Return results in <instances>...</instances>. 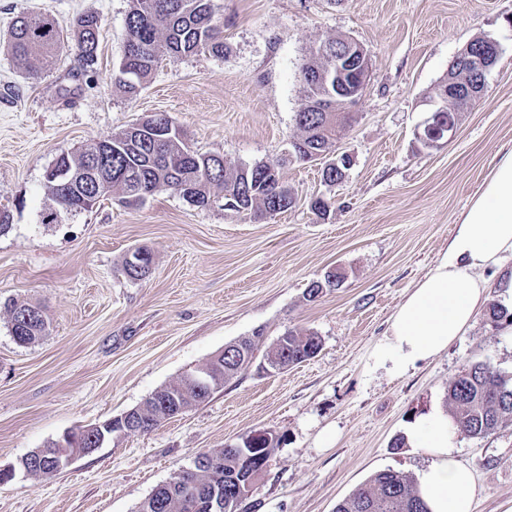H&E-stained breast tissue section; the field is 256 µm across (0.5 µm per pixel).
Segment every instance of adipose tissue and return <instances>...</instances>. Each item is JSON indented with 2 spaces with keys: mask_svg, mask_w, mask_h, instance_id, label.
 Returning a JSON list of instances; mask_svg holds the SVG:
<instances>
[{
  "mask_svg": "<svg viewBox=\"0 0 512 512\" xmlns=\"http://www.w3.org/2000/svg\"><path fill=\"white\" fill-rule=\"evenodd\" d=\"M495 269L505 301L512 302V147L500 151L483 187L462 212L447 250L411 288L372 352L374 368L401 376L444 352L472 325L489 299L480 273ZM457 428L436 414L415 424L413 439L439 451L419 479L430 512H472L473 472L450 452Z\"/></svg>",
  "mask_w": 512,
  "mask_h": 512,
  "instance_id": "adipose-tissue-1",
  "label": "adipose tissue"
}]
</instances>
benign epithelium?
Wrapping results in <instances>:
<instances>
[{
    "label": "benign epithelium",
    "mask_w": 512,
    "mask_h": 512,
    "mask_svg": "<svg viewBox=\"0 0 512 512\" xmlns=\"http://www.w3.org/2000/svg\"><path fill=\"white\" fill-rule=\"evenodd\" d=\"M483 42L489 48V52L479 59L478 74L480 78L476 80L473 88L469 89V96H476L485 93L488 87V78L496 65L500 55L499 44L489 38L483 39ZM318 55L325 60L330 61V65L325 69H316V81L324 84L326 87L336 85V96H327L320 102L313 105L316 112H328L330 117L336 119V126L343 125L345 114L356 105L361 96L367 81L370 78L369 58L357 42L344 38L336 40V43L324 41L320 44ZM460 81L455 76H448V81L443 83V88L438 96L431 100L428 112L430 115L421 123V129L417 132L418 139L427 148H435L443 142L451 139L456 133L457 123L447 124L444 122V115L449 111L452 103L459 101L457 89ZM332 157V161L327 164L330 169H335L341 173L351 167V157L347 153H341L335 149L332 143H327L319 149L311 150V159ZM279 351L276 357H264L262 361H256L255 350L252 349L244 340L240 339L217 352L210 359V362L216 367H224V379L234 376L239 369L247 368L253 364H258V370L265 374H273L284 371L288 368V344L284 338H279L271 351ZM142 428L138 408H132L119 416L108 420L105 424H94L89 427L93 431L91 439L104 441L106 434H111L117 438L136 433ZM80 431H69L63 434L56 441L60 451L46 455L41 449L34 451L32 460L22 464H11L6 467H0V483L12 480L16 473L24 472L26 474L34 468V464H39L43 468H51L55 472L63 471L71 466L75 459L94 452L92 448L77 447L76 440ZM187 491L199 499L202 506L208 512H224V496L217 488L201 491L195 485L186 486Z\"/></svg>",
    "instance_id": "7a95c632"
}]
</instances>
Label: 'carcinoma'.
<instances>
[{"label":"carcinoma","instance_id":"carcinoma-1","mask_svg":"<svg viewBox=\"0 0 512 512\" xmlns=\"http://www.w3.org/2000/svg\"><path fill=\"white\" fill-rule=\"evenodd\" d=\"M214 0H130L126 19L123 55L117 67L115 84L129 98L136 97L165 55H224V41L213 24ZM100 28L99 17L88 13L77 17L71 35H63L55 18L45 12L18 17L12 25L4 48L17 61H36L49 69L53 60L75 41L84 63H95ZM305 99L296 113L299 137L311 144L312 131L325 123L324 113L309 111L314 96L326 93L323 86L312 88L303 84ZM150 116L112 134L111 146L99 172L84 169L90 143L72 154L60 156L56 164L74 170L69 181L46 179L45 189L56 204L43 216L42 223L55 224L64 214L89 211L108 192H117L125 204L141 202L146 190L157 192L172 189L191 204L236 212L250 211L265 217L266 204L275 196V186L265 175V168L280 166L258 163L237 167L224 156L195 151L183 140L181 128L172 120L160 131ZM108 182V192L99 187ZM341 275L329 273L324 283L314 282L307 289L310 301L316 300L323 288H334ZM288 362L298 364L312 357L320 347L317 334L290 330ZM205 395L193 385L171 391L165 386L155 391L141 406L146 420L144 431L162 419L179 414V406L203 401ZM448 412L457 431L466 437L484 438L512 423V375H507L488 361H479L463 368L448 383ZM248 448H222L212 452L220 460L214 467L186 474L185 480L201 487L216 485L224 489V500L233 501L239 493L245 455ZM135 512H200L184 495L181 483L169 481L158 486L141 501ZM336 512H428L413 479L392 470L377 471L348 498L336 505Z\"/></svg>","mask_w":512,"mask_h":512}]
</instances>
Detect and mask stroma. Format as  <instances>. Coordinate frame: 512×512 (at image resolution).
Instances as JSON below:
<instances>
[{
	"instance_id": "stroma-1",
	"label": "stroma",
	"mask_w": 512,
	"mask_h": 512,
	"mask_svg": "<svg viewBox=\"0 0 512 512\" xmlns=\"http://www.w3.org/2000/svg\"><path fill=\"white\" fill-rule=\"evenodd\" d=\"M50 13L70 30L100 19L96 63L76 50L26 75L0 52V465L64 432L140 406L243 337L265 354L286 331L322 347L279 373L242 369L204 402L145 433L104 444L51 477L0 484V512H135L138 502L204 452L257 429L279 438L246 512H335L375 472L419 476L437 455L409 439L414 419L447 410L448 382L473 361L512 374V325L479 313L448 350L401 377L370 355L410 288L441 257L501 148L512 145V0H215L224 55L163 57L128 98L112 81L129 0H0V35L20 15ZM346 36L371 77L337 138L352 165L335 185L323 160L280 178L295 202L261 221L192 205L160 190L122 206L102 199L46 224L55 160L156 114L202 153L237 166L288 150L304 101L299 66L318 42ZM502 53L488 90L434 149L416 138L426 102L469 41ZM323 198L326 215L311 203ZM147 247L150 274L128 279V251ZM345 278L316 301L305 292L333 269ZM40 307L45 336L18 346L5 302ZM454 456L476 478L473 512H512V424L482 439L456 435Z\"/></svg>"
}]
</instances>
